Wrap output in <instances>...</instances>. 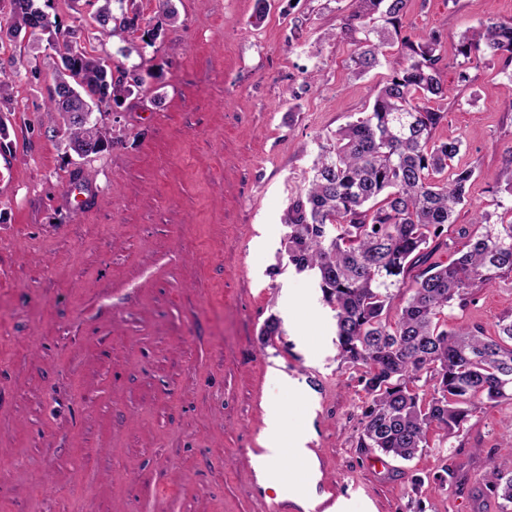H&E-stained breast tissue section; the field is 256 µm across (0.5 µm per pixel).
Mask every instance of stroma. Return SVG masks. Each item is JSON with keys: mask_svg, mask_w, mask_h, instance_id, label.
<instances>
[{"mask_svg": "<svg viewBox=\"0 0 512 512\" xmlns=\"http://www.w3.org/2000/svg\"><path fill=\"white\" fill-rule=\"evenodd\" d=\"M135 3L157 38L126 58L118 39L97 42L88 7H48L144 79L94 111L100 153L78 157L45 110V35L0 48L19 71L0 112L17 157L16 191L0 197V512H306L252 465L275 398L286 428L309 431L313 512L340 500L350 512H501L481 485L427 476L446 463L512 471V409H485L410 461L359 447L363 370L338 359L334 310L284 253V213L320 143L368 111L389 74L347 70L353 0H269L259 24L255 0ZM510 19L512 0H410L403 20V34L444 36L454 90L434 139L462 140L459 163L480 173L462 224L512 151V72L499 58L458 85L456 36ZM508 314L512 277L478 290L461 319L491 336ZM271 316L281 333L267 337Z\"/></svg>", "mask_w": 512, "mask_h": 512, "instance_id": "1", "label": "stroma"}]
</instances>
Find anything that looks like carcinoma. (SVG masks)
I'll list each match as a JSON object with an SVG mask.
<instances>
[{
	"label": "carcinoma",
	"instance_id": "1",
	"mask_svg": "<svg viewBox=\"0 0 512 512\" xmlns=\"http://www.w3.org/2000/svg\"><path fill=\"white\" fill-rule=\"evenodd\" d=\"M48 0H0V41L17 38L46 14ZM342 33L355 38L348 69L361 78L382 65L383 47L400 40L390 74L372 107L319 145L306 189L288 205L284 226L288 263L319 281L335 311L338 355L361 365L368 401L361 413L359 447L410 461L429 447V433L446 442L459 436L487 406L512 404V317L499 319L496 334L459 321L477 288H491L512 274V152L495 178L494 196L470 223L457 229L463 248L448 242V225L468 202L479 172L454 164L463 141H434L446 113L432 103L448 97L442 80V34L413 40L400 36L409 0H354ZM104 37H118L128 57L154 45L127 0H86ZM59 58L46 111L55 112L73 150L96 154L106 132L82 113L120 106L143 77L96 53L79 36L80 26L49 20L40 28ZM509 53L512 19L458 35L457 82H470V65ZM494 210H489V207ZM503 212H497V209ZM454 250L447 264L432 260ZM420 268L401 291L408 272ZM427 390L420 391V386ZM467 480L446 464L433 474L440 486ZM479 483L512 505V472L492 468Z\"/></svg>",
	"mask_w": 512,
	"mask_h": 512
}]
</instances>
